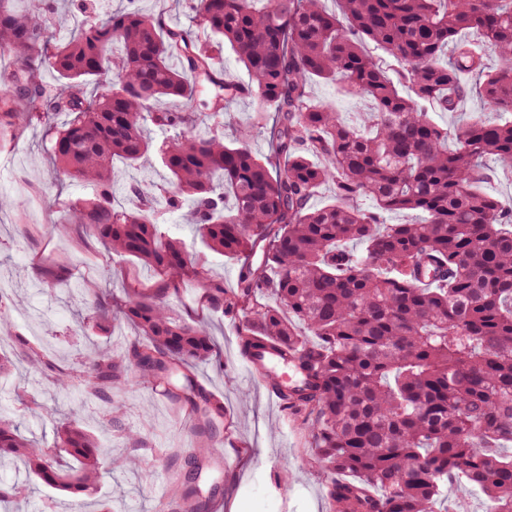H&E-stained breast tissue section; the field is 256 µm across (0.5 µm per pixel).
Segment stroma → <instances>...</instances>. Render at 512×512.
I'll return each mask as SVG.
<instances>
[{
	"instance_id": "35a3bbf8",
	"label": "stroma",
	"mask_w": 512,
	"mask_h": 512,
	"mask_svg": "<svg viewBox=\"0 0 512 512\" xmlns=\"http://www.w3.org/2000/svg\"><path fill=\"white\" fill-rule=\"evenodd\" d=\"M145 13H163L169 27L206 41L186 0H137ZM315 100L333 106L343 123L359 126L371 111L367 99L346 96L338 84L312 80ZM0 103V284L8 301L0 318L56 359L78 365L90 349L119 354L136 341V328L122 315L127 300L164 289L174 316L210 329L212 359L193 365L202 387L224 407L220 438L209 440L187 407L161 396L149 384H118L100 396L81 386L60 391L52 373L12 339L0 354L12 363L0 378V416L30 439L52 441L59 423L74 419L99 437L112 466L95 496L61 491L26 478L16 459L0 461V482L22 493L13 512H97L99 501L119 502L122 512H160L187 462L201 464L197 483L212 499L211 512H331L332 479L319 462L301 417L286 413L266 382L253 375L237 343V321L202 299L193 280L167 281L137 259L112 253L88 226L73 223L72 208L92 197L91 186L73 182L53 166L50 142L39 121L16 123ZM227 137L242 136L258 155L273 150L272 107L245 96L228 114ZM113 202L124 205L134 184L159 186L168 174L158 156L140 165L118 164ZM98 299L88 308L86 292Z\"/></svg>"
}]
</instances>
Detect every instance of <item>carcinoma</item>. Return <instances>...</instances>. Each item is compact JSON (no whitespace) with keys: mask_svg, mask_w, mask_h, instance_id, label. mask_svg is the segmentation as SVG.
Segmentation results:
<instances>
[{"mask_svg":"<svg viewBox=\"0 0 512 512\" xmlns=\"http://www.w3.org/2000/svg\"><path fill=\"white\" fill-rule=\"evenodd\" d=\"M11 2L0 0V54L17 69L0 73V100L19 104L11 116L21 122L43 121L56 168L96 188L73 221L168 280L202 283L199 257L162 230L158 190L176 207L190 203L187 220L205 248L245 260L235 290L203 294L237 317L240 352L269 348L293 361L296 384L267 383L310 422L318 460L357 478L328 485L333 512H437L441 488L456 478L484 492L487 512H512V206L480 188L491 158L512 173V120L478 114L451 131L426 111L454 109L469 73L488 105L512 112V0H335V11L325 0H189L198 25L245 67L243 88L214 71L207 46L135 0L55 45L49 0H28L27 11ZM470 29L478 41L459 37ZM368 41L398 64V81L365 51ZM44 69L54 86L40 83ZM314 78L369 98L370 133L313 101ZM244 93L277 113L269 158L224 138V115ZM161 101L167 108L155 109ZM201 122L205 136L195 133ZM148 124L170 136L153 143ZM153 150L167 183L135 187L133 205L116 207L114 161L136 165ZM325 183L333 200L310 207ZM363 196L373 209L360 207ZM396 211L420 219L383 223ZM351 240L364 251L339 248ZM123 314L144 341L120 356H89L79 371L43 358L57 384L106 395L132 374L215 429L224 408L187 372L213 354L208 329L173 317L158 292L137 295ZM5 457L86 496L110 465L72 420L44 447L0 416ZM54 457L78 469H56ZM167 509L207 512L195 474Z\"/></svg>","mask_w":512,"mask_h":512,"instance_id":"carcinoma-1","label":"carcinoma"}]
</instances>
